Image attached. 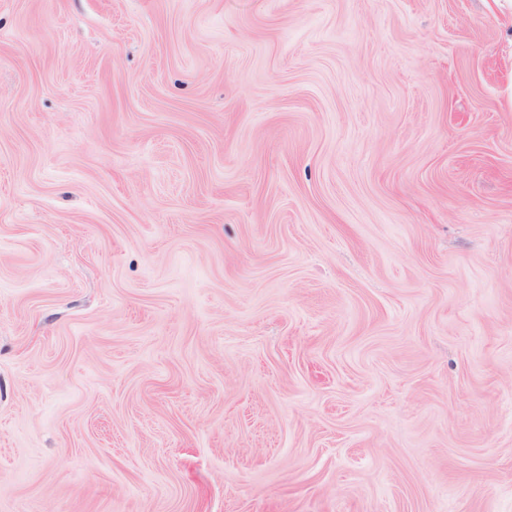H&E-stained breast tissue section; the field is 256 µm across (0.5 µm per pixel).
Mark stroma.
Masks as SVG:
<instances>
[{"label": "stroma", "mask_w": 512, "mask_h": 512, "mask_svg": "<svg viewBox=\"0 0 512 512\" xmlns=\"http://www.w3.org/2000/svg\"><path fill=\"white\" fill-rule=\"evenodd\" d=\"M0 512H512V0H0Z\"/></svg>", "instance_id": "1"}]
</instances>
